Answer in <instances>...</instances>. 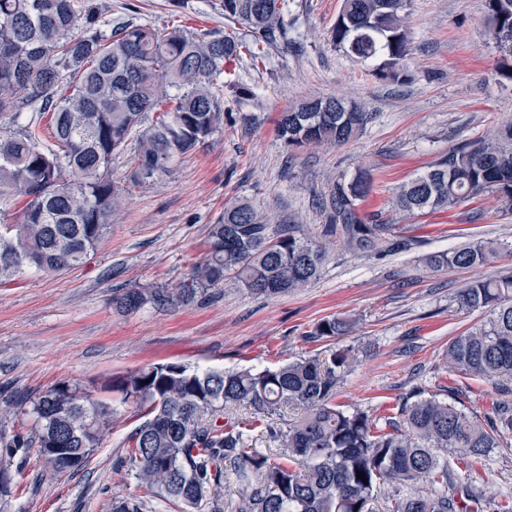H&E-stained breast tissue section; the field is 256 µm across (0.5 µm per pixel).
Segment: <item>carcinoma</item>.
<instances>
[{"mask_svg": "<svg viewBox=\"0 0 512 512\" xmlns=\"http://www.w3.org/2000/svg\"><path fill=\"white\" fill-rule=\"evenodd\" d=\"M413 0H342L331 29L336 46L389 83L410 80L407 27ZM285 0H220L224 19L242 31L189 34L179 26L157 31L132 22L99 30L96 0H0V117L18 121L26 103L52 113L54 141L43 142L37 121L0 136V198L24 202L17 224L0 225V280L33 267L54 274L84 261L109 233L124 188L112 163L135 144L125 183L156 169V181L194 152L224 123V103L213 86L224 64L252 62L288 41ZM490 38L512 57V0H486ZM157 117H150V113ZM372 113L342 98L306 100L281 113L278 135L289 147L346 144L363 133ZM371 179L336 182L323 200L328 223L316 236L299 224H271L248 201L224 207L210 225L207 252L172 293L127 288L113 298L126 311L189 304L227 283L273 297L305 287L320 276L332 239L363 253L408 247L395 224H367L358 202ZM494 193L512 210V122L491 140L479 139L428 166L402 184L398 210L447 209ZM505 250L494 239L426 258L430 268H475ZM465 309H483L479 327L454 337L446 368L502 385L485 423L434 396L400 406L380 425L365 411L336 404V383L350 367L344 351L261 371L199 373L179 363L149 364L112 380L121 402L145 410L130 448L113 467L133 473L160 504L182 503L191 512H373L381 483L409 488L392 512H459L473 490L448 485V453L479 461L512 435V272L479 278L457 295ZM353 320L328 316L308 332L315 341L347 335ZM30 427L0 430V493L36 457L58 472L84 468L110 434L115 407L67 384L22 400ZM283 405L302 411L288 430L274 415ZM250 410L247 417L237 409ZM265 436L281 444L272 462L255 447ZM363 472L366 480L357 478ZM237 503H224L227 480ZM129 496L112 512H146Z\"/></svg>", "mask_w": 512, "mask_h": 512, "instance_id": "1", "label": "carcinoma"}]
</instances>
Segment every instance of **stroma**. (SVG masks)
<instances>
[{"label": "stroma", "mask_w": 512, "mask_h": 512, "mask_svg": "<svg viewBox=\"0 0 512 512\" xmlns=\"http://www.w3.org/2000/svg\"><path fill=\"white\" fill-rule=\"evenodd\" d=\"M98 3L105 33L117 19L157 30L229 29L219 0ZM340 6L341 0H288L287 47L271 49L257 64L227 65L214 88L224 124L205 145L161 181L134 189L85 262L0 283V428L11 432L26 422L6 397L64 382L101 398L113 378L151 363L262 370L342 350L354 359L336 386L343 409L376 419L413 402L421 389L481 419L492 416L497 385L448 374L444 352L486 318L483 310L460 308L457 293L475 278L512 271V255L479 269H432L425 259L481 238L512 242V213L492 193L433 213L403 214L393 206L402 183L512 119V81L499 74L504 55L487 34L485 0H414L411 79L404 84L379 80L373 64L336 47L331 28ZM330 96L365 105L372 119L363 133L340 146L288 149L277 135L280 113ZM361 172L373 179L361 217L400 225L410 249L380 258L335 248L317 280L275 298L230 285L187 306L134 313L113 306L121 289L171 288L183 280L203 258L209 226L225 206L247 199L318 233L326 218L316 199L335 179ZM330 315L354 318V330L307 340ZM140 417L136 406L120 407L111 434L82 470L31 462L0 495V512H111L117 497L151 501L148 488L112 468ZM451 477L483 499H512V436L481 462L452 468Z\"/></svg>", "instance_id": "obj_1"}]
</instances>
